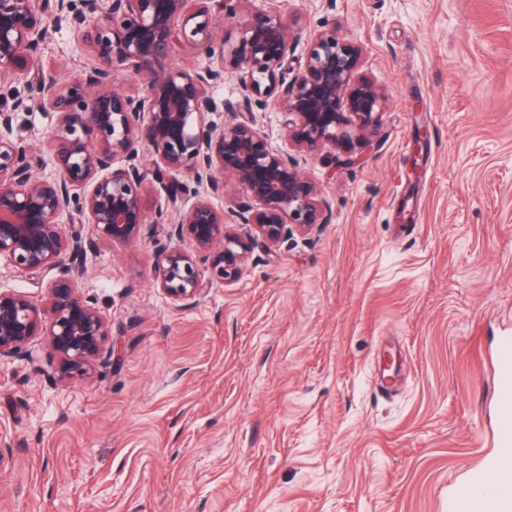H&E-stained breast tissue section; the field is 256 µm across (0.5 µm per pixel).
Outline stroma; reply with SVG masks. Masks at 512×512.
Here are the masks:
<instances>
[{"label": "stroma", "instance_id": "35a3bbf8", "mask_svg": "<svg viewBox=\"0 0 512 512\" xmlns=\"http://www.w3.org/2000/svg\"><path fill=\"white\" fill-rule=\"evenodd\" d=\"M279 6L292 64L333 25L388 96L359 163L297 156L330 223L187 306L155 288L148 240L97 241L81 295L119 357L62 383L37 336L0 362V512H441L487 450L484 355L512 328V0ZM76 43L50 28L44 67L88 71ZM54 277L0 263L38 300Z\"/></svg>", "mask_w": 512, "mask_h": 512}]
</instances>
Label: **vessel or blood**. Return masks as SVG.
<instances>
[{
	"mask_svg": "<svg viewBox=\"0 0 512 512\" xmlns=\"http://www.w3.org/2000/svg\"><path fill=\"white\" fill-rule=\"evenodd\" d=\"M488 361L495 380L493 451L449 486L445 512H512V332L497 336Z\"/></svg>",
	"mask_w": 512,
	"mask_h": 512,
	"instance_id": "1",
	"label": "vessel or blood"
}]
</instances>
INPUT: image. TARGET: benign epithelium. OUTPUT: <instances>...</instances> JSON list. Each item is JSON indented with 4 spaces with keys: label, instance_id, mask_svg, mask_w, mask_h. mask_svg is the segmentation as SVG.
<instances>
[{
    "label": "benign epithelium",
    "instance_id": "1",
    "mask_svg": "<svg viewBox=\"0 0 512 512\" xmlns=\"http://www.w3.org/2000/svg\"><path fill=\"white\" fill-rule=\"evenodd\" d=\"M248 2L0 0V75L35 78V103L55 115L46 147L36 148L13 136L27 100L0 103V262L57 272L40 303L0 289V360L22 356L42 334L61 361L59 378L83 376L109 336L107 319L79 294L84 249L67 224H88L95 238L114 244L153 242L156 287L188 305L208 287L199 265L232 283L258 244L274 252L330 223L318 186L261 132L255 111L274 104L284 114V140L299 152L360 153L379 127L386 92L360 72L364 45L334 27L315 33L303 67L290 70L296 24L274 5L247 13ZM243 14L237 40L214 39L216 24ZM64 18L74 21L80 51L97 60L82 79L66 81L39 65L40 43ZM184 42L215 66L167 67ZM117 66L141 92L113 86ZM226 70L239 78L234 101L212 94ZM219 110L232 120L206 121ZM48 161L53 179L38 176ZM185 169L193 188L179 179ZM226 174L244 193L228 212L212 202L226 193Z\"/></svg>",
    "mask_w": 512,
    "mask_h": 512
}]
</instances>
